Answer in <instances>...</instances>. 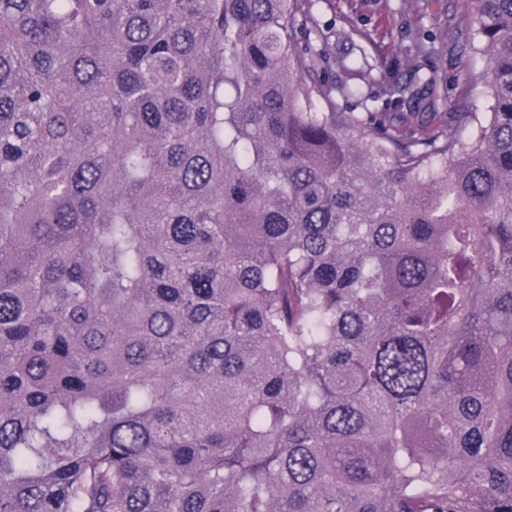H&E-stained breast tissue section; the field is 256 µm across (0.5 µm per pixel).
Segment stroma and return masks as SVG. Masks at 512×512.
Returning <instances> with one entry per match:
<instances>
[{
  "mask_svg": "<svg viewBox=\"0 0 512 512\" xmlns=\"http://www.w3.org/2000/svg\"><path fill=\"white\" fill-rule=\"evenodd\" d=\"M312 23L300 27L299 38L311 51L330 47L345 54L352 43L370 44L376 76H403V65L416 48L412 33L424 32L445 22L447 35L436 43L423 60L421 77L438 75L448 96L438 102L435 119L447 122L455 104L469 111L490 112L492 99L479 85L465 82L466 70L483 68L476 52L460 54L463 40L456 24L472 8V0H310ZM331 79L338 93L336 106L345 112H406L410 109L408 95L389 96L380 87H370L358 76L333 69Z\"/></svg>",
  "mask_w": 512,
  "mask_h": 512,
  "instance_id": "1",
  "label": "stroma"
}]
</instances>
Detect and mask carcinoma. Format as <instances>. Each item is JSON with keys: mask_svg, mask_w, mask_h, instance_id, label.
Returning <instances> with one entry per match:
<instances>
[{"mask_svg": "<svg viewBox=\"0 0 512 512\" xmlns=\"http://www.w3.org/2000/svg\"><path fill=\"white\" fill-rule=\"evenodd\" d=\"M298 2L0 0V512H512V0L433 128ZM336 82V107L344 112H410L409 93L388 96L380 87H369L358 76L333 69L330 82ZM342 88L348 90L342 92Z\"/></svg>", "mask_w": 512, "mask_h": 512, "instance_id": "1", "label": "carcinoma"}]
</instances>
